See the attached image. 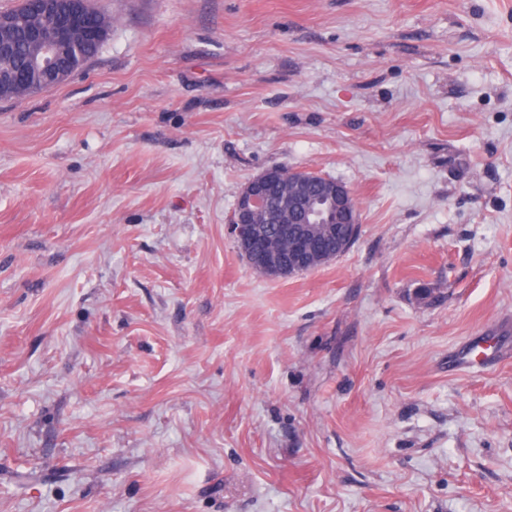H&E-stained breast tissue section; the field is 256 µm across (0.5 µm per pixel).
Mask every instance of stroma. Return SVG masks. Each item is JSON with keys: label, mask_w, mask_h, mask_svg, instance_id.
I'll use <instances>...</instances> for the list:
<instances>
[{"label": "stroma", "mask_w": 512, "mask_h": 512, "mask_svg": "<svg viewBox=\"0 0 512 512\" xmlns=\"http://www.w3.org/2000/svg\"><path fill=\"white\" fill-rule=\"evenodd\" d=\"M94 5L0 100V512H512V0ZM271 167L359 210L287 280L228 228ZM333 182L335 186L319 192L316 204H323L326 211L325 219L318 224H334V214L336 217L344 214L345 224H349L344 238L336 237V256H338L345 253L354 242L360 222L357 204L350 188L340 181L333 180ZM350 200L354 204V208L351 207ZM345 224H336V230L341 231L345 228Z\"/></svg>", "instance_id": "1"}]
</instances>
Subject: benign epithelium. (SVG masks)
<instances>
[{
    "instance_id": "1",
    "label": "benign epithelium",
    "mask_w": 512,
    "mask_h": 512,
    "mask_svg": "<svg viewBox=\"0 0 512 512\" xmlns=\"http://www.w3.org/2000/svg\"><path fill=\"white\" fill-rule=\"evenodd\" d=\"M32 10L45 22L43 28L31 29L34 50L25 70L21 73L0 72V99L8 97V92L24 89L37 93L52 88L67 80L77 66L61 64L65 57L71 58L79 52L81 43L87 39H101L104 31H88L79 27L78 20L94 12L90 0H35ZM27 13H5L0 11V54L9 52L16 29L25 24ZM297 170L288 171L273 167L256 176L237 193V200L229 228L235 242L255 271L274 279L295 276L306 269H315L316 253L313 248L314 208L304 214V223L298 228L282 226V242L291 252L286 257L283 252L270 248L254 250L260 236V229L252 223L255 213L265 209L280 177L293 176ZM354 200L350 188L340 181L334 186L319 192L316 203L325 207V224L334 223V216L345 215L349 227L344 237L336 238V254L345 253L359 230L358 208L351 207Z\"/></svg>"
}]
</instances>
